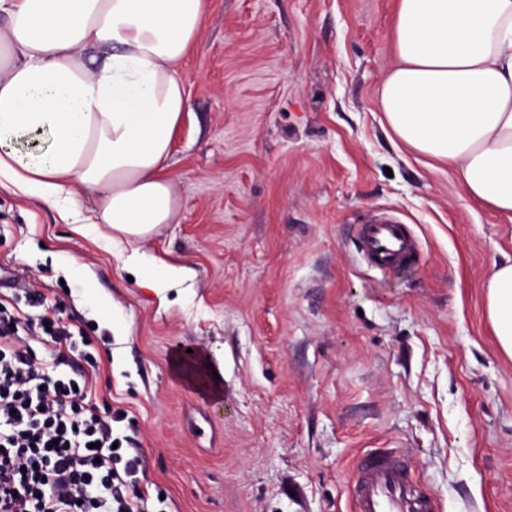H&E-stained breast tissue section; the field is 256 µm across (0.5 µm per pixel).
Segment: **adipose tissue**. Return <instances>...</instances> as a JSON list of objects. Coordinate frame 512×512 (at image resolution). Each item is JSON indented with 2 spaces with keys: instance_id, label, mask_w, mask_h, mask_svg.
Instances as JSON below:
<instances>
[{
  "instance_id": "1",
  "label": "adipose tissue",
  "mask_w": 512,
  "mask_h": 512,
  "mask_svg": "<svg viewBox=\"0 0 512 512\" xmlns=\"http://www.w3.org/2000/svg\"><path fill=\"white\" fill-rule=\"evenodd\" d=\"M1 14L0 177L52 207L98 193L97 223L129 242L174 223L164 171L189 109L178 66L205 0H0ZM392 31L399 64L380 106L393 137L512 217V0H397ZM485 308L512 356V259L488 274Z\"/></svg>"
}]
</instances>
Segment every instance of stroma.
<instances>
[{"label":"stroma","instance_id":"obj_1","mask_svg":"<svg viewBox=\"0 0 512 512\" xmlns=\"http://www.w3.org/2000/svg\"><path fill=\"white\" fill-rule=\"evenodd\" d=\"M205 2L180 67L176 223L134 245L94 223L98 194L65 216L0 178V264L91 339L63 372L89 374L141 456L131 495L166 512H352L356 456L391 448L440 512H512V358L484 310L512 220L389 132L396 0ZM377 209L411 225L419 265L359 264L350 227ZM134 251L188 276L157 294ZM184 347L222 368L220 392L176 376Z\"/></svg>","mask_w":512,"mask_h":512}]
</instances>
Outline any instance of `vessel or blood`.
Here are the masks:
<instances>
[{
  "label": "vessel or blood",
  "instance_id": "1",
  "mask_svg": "<svg viewBox=\"0 0 512 512\" xmlns=\"http://www.w3.org/2000/svg\"><path fill=\"white\" fill-rule=\"evenodd\" d=\"M357 250L367 267L391 273L417 264L422 247L408 224L390 212H376L353 226ZM355 512H437L402 455L375 448L357 456L349 477Z\"/></svg>",
  "mask_w": 512,
  "mask_h": 512
}]
</instances>
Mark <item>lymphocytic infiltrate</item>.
<instances>
[{
  "label": "lymphocytic infiltrate",
  "mask_w": 512,
  "mask_h": 512,
  "mask_svg": "<svg viewBox=\"0 0 512 512\" xmlns=\"http://www.w3.org/2000/svg\"><path fill=\"white\" fill-rule=\"evenodd\" d=\"M40 305L34 293L25 307L0 305V512H146L127 494L141 457L115 448L111 413L60 371L89 337ZM26 333L50 335L60 353L38 358Z\"/></svg>",
  "instance_id": "obj_1"
}]
</instances>
